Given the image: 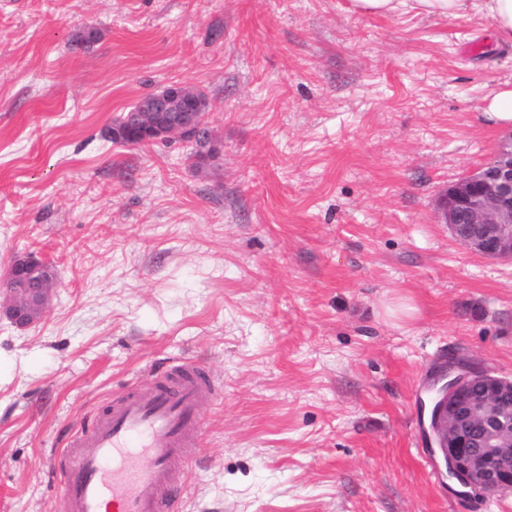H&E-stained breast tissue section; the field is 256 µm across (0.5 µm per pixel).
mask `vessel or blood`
<instances>
[{"mask_svg": "<svg viewBox=\"0 0 512 512\" xmlns=\"http://www.w3.org/2000/svg\"><path fill=\"white\" fill-rule=\"evenodd\" d=\"M202 377L129 388L57 458L62 512H176L174 469L201 432Z\"/></svg>", "mask_w": 512, "mask_h": 512, "instance_id": "vessel-or-blood-1", "label": "vessel or blood"}]
</instances>
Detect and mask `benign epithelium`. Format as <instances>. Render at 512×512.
Masks as SVG:
<instances>
[{"instance_id":"obj_1","label":"benign epithelium","mask_w":512,"mask_h":512,"mask_svg":"<svg viewBox=\"0 0 512 512\" xmlns=\"http://www.w3.org/2000/svg\"><path fill=\"white\" fill-rule=\"evenodd\" d=\"M195 88L152 93L126 113L112 138L126 144L184 138L193 132L206 147L204 118L193 109ZM442 216L451 232L468 224L458 241L492 259L512 258V132L499 141L477 172L448 186ZM53 267L34 255L17 258L0 291V314L27 329L44 316L55 286ZM430 407L426 429L438 474L475 499L512 492V379L450 357L431 372L425 387Z\"/></svg>"}]
</instances>
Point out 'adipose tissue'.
<instances>
[{
    "label": "adipose tissue",
    "mask_w": 512,
    "mask_h": 512,
    "mask_svg": "<svg viewBox=\"0 0 512 512\" xmlns=\"http://www.w3.org/2000/svg\"><path fill=\"white\" fill-rule=\"evenodd\" d=\"M362 15L397 16L415 12L426 16L474 14L489 19L496 33L512 38V0H351Z\"/></svg>",
    "instance_id": "adipose-tissue-1"
}]
</instances>
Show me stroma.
Wrapping results in <instances>:
<instances>
[{"instance_id": "1", "label": "stroma", "mask_w": 512, "mask_h": 512, "mask_svg": "<svg viewBox=\"0 0 512 512\" xmlns=\"http://www.w3.org/2000/svg\"><path fill=\"white\" fill-rule=\"evenodd\" d=\"M171 85L206 92L215 158L109 138ZM503 89L512 41L471 14L0 0V278L58 273L37 325L0 317V512H59L72 433L191 364L217 394L180 512H512L445 486L419 410L448 354L512 377V261L440 218Z\"/></svg>"}]
</instances>
